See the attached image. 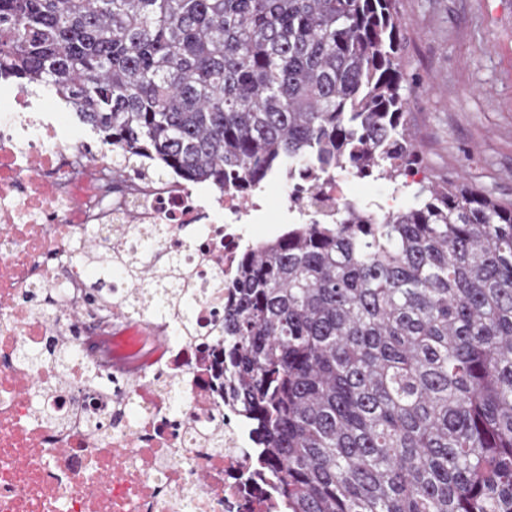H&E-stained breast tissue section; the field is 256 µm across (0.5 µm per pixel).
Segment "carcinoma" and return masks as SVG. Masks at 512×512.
Segmentation results:
<instances>
[{"instance_id": "obj_1", "label": "carcinoma", "mask_w": 512, "mask_h": 512, "mask_svg": "<svg viewBox=\"0 0 512 512\" xmlns=\"http://www.w3.org/2000/svg\"><path fill=\"white\" fill-rule=\"evenodd\" d=\"M398 0H0V76L49 87L112 146V189L174 173L386 179L415 202L293 224L243 254L207 335L169 267L160 317L211 343L287 512H512V204L412 183ZM90 304L149 266L93 248ZM58 334L29 359L67 377Z\"/></svg>"}]
</instances>
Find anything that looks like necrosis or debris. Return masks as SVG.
<instances>
[{"label": "necrosis or debris", "instance_id": "4bbe7bcc", "mask_svg": "<svg viewBox=\"0 0 512 512\" xmlns=\"http://www.w3.org/2000/svg\"><path fill=\"white\" fill-rule=\"evenodd\" d=\"M94 157L67 151L52 113L0 85V512H279L235 405L213 388L212 357L143 309L123 313L139 345L115 362L116 323L90 313L81 256L85 245L108 255L135 212L142 256L192 270L191 313L210 330L258 202L207 197L166 173L116 197L111 150ZM60 332L76 353L64 383L53 364L25 359ZM90 362L123 383L87 386ZM119 409L134 415L113 423Z\"/></svg>", "mask_w": 512, "mask_h": 512}]
</instances>
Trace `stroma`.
I'll use <instances>...</instances> for the list:
<instances>
[{
	"mask_svg": "<svg viewBox=\"0 0 512 512\" xmlns=\"http://www.w3.org/2000/svg\"><path fill=\"white\" fill-rule=\"evenodd\" d=\"M399 11L407 27L404 94L419 172L427 180L459 177L512 202V0H399ZM29 98L58 112L70 146L98 144V135L51 91L37 88ZM345 183L354 201H412L383 179L349 176ZM282 201L280 180L266 183L253 233L287 228Z\"/></svg>",
	"mask_w": 512,
	"mask_h": 512,
	"instance_id": "stroma-1",
	"label": "stroma"
}]
</instances>
